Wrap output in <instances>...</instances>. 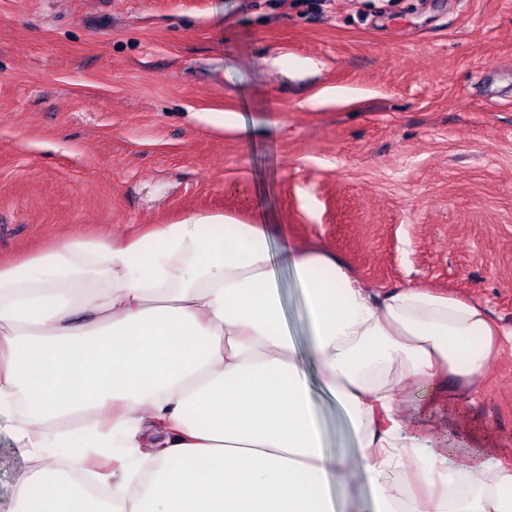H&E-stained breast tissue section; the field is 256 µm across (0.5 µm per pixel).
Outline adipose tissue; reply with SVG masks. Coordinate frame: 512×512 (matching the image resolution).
Instances as JSON below:
<instances>
[{
  "instance_id": "ef3b65f1",
  "label": "adipose tissue",
  "mask_w": 512,
  "mask_h": 512,
  "mask_svg": "<svg viewBox=\"0 0 512 512\" xmlns=\"http://www.w3.org/2000/svg\"><path fill=\"white\" fill-rule=\"evenodd\" d=\"M274 240L260 211L189 215L0 262V419L26 463L13 512H339L334 489L361 476L373 512H512L511 468L451 463L396 417L423 384L472 397L512 330L482 303L412 283L372 291L331 253ZM307 354L344 412L336 426ZM90 448L119 465L102 497L84 481ZM400 471L460 475L469 491L411 495Z\"/></svg>"
}]
</instances>
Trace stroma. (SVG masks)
I'll list each match as a JSON object with an SVG mask.
<instances>
[{
  "label": "stroma",
  "instance_id": "obj_1",
  "mask_svg": "<svg viewBox=\"0 0 512 512\" xmlns=\"http://www.w3.org/2000/svg\"><path fill=\"white\" fill-rule=\"evenodd\" d=\"M259 203L512 327V0H0L1 260ZM478 384L404 431L512 466L511 346Z\"/></svg>",
  "mask_w": 512,
  "mask_h": 512
}]
</instances>
